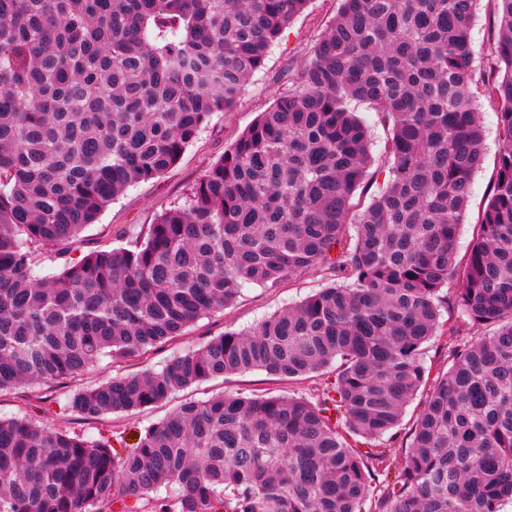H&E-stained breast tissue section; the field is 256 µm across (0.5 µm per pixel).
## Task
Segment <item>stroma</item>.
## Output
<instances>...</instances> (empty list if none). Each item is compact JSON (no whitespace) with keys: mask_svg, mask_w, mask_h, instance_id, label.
Instances as JSON below:
<instances>
[{"mask_svg":"<svg viewBox=\"0 0 512 512\" xmlns=\"http://www.w3.org/2000/svg\"><path fill=\"white\" fill-rule=\"evenodd\" d=\"M337 7L336 0H311L305 12L292 21L274 43L264 68L247 82L237 108L215 114L174 168L158 179L128 187L101 214L97 223L86 228L67 250H38L39 273L44 275L58 271L66 263L80 259L101 246H127L142 240L159 214L183 202L205 171L223 157L225 150L253 123L258 113L285 90L289 78L297 75L314 43L333 22ZM492 10V0H477V19L471 32V46L475 64L481 68L491 65L495 58V36L489 22ZM479 117L484 135L485 160L482 169L473 178L468 212L459 230L458 251L462 254L469 248L473 226L488 203L501 147L495 110L482 106ZM324 284L321 273L309 271L273 292L253 285L246 286L234 305L199 319L184 336L159 347L149 358L129 362L127 370L131 373L160 370L174 357L198 349L211 337L226 331L249 329L263 318L299 302ZM326 379V374L319 373L307 379L288 382L263 371H252L201 382L177 393L165 403L141 411L108 414L97 420H85L64 413L54 416L53 424L92 438L101 433L109 434L113 446L120 447L134 443L144 428L186 400L206 399L222 393L294 394L311 398Z\"/></svg>","mask_w":512,"mask_h":512,"instance_id":"1","label":"stroma"}]
</instances>
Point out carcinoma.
I'll list each match as a JSON object with an SVG mask.
<instances>
[{
  "instance_id": "cac0c4a2",
  "label": "carcinoma",
  "mask_w": 512,
  "mask_h": 512,
  "mask_svg": "<svg viewBox=\"0 0 512 512\" xmlns=\"http://www.w3.org/2000/svg\"><path fill=\"white\" fill-rule=\"evenodd\" d=\"M310 0H0V393L123 364L317 269L327 285L161 370L72 393L84 419L261 370L312 398L186 401L120 450L28 417L0 419V512H502L512 502V0H493L480 72L475 0H338L296 78L145 239L35 271L128 186L179 163L233 110ZM502 132L471 247L457 236ZM364 106L388 131L373 154ZM386 174L382 189L368 187ZM458 288L448 295V283ZM455 340L425 365L442 311ZM426 393L401 467L383 437ZM174 494H162L171 485ZM493 10L491 0H477V19L471 32V46L474 52L475 65L486 68L495 58V36L489 19ZM478 112H480L479 117L483 128L485 160L483 168L473 178L468 212L464 223L460 225L458 236L460 256H463L469 248L472 241L473 225L488 203L490 189L495 178L497 157L501 147L498 117L495 110L486 104Z\"/></svg>"
}]
</instances>
